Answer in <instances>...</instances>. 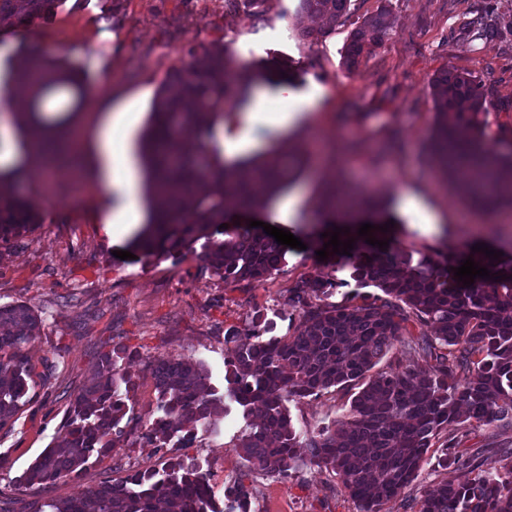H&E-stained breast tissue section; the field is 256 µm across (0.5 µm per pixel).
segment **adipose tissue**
<instances>
[{"mask_svg": "<svg viewBox=\"0 0 512 512\" xmlns=\"http://www.w3.org/2000/svg\"><path fill=\"white\" fill-rule=\"evenodd\" d=\"M134 120L131 106H124L113 112L99 138L100 187L103 199L110 203L102 224L107 235L117 238L129 232L131 220L140 213L137 171L127 148L128 131Z\"/></svg>", "mask_w": 512, "mask_h": 512, "instance_id": "ef3b65f1", "label": "adipose tissue"}]
</instances>
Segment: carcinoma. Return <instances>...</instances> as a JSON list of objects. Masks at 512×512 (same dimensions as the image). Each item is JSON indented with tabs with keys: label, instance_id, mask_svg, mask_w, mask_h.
Segmentation results:
<instances>
[{
	"label": "carcinoma",
	"instance_id": "obj_1",
	"mask_svg": "<svg viewBox=\"0 0 512 512\" xmlns=\"http://www.w3.org/2000/svg\"><path fill=\"white\" fill-rule=\"evenodd\" d=\"M60 0H0V15L27 26L48 23ZM300 12L333 25L347 15L351 0H299ZM263 0H224V8L261 15ZM386 8L367 17L344 51L347 70L379 46L391 29ZM463 29L490 45L500 32L488 15L475 16ZM175 71L156 92L151 120L141 141L151 202L149 223L135 239L149 255L173 254L205 239L203 260L224 287L259 283L286 263V251L268 235L246 226L222 229L224 211L260 212L291 184L308 157L298 152L280 166L256 158L226 165L210 148L214 122L228 107L248 103L250 87L235 79L231 59L214 45ZM15 83L39 88L31 112L53 127L63 121L41 115L54 90L66 88L82 98L85 83L66 60L29 56ZM433 121L426 152L430 160L473 204L494 209L512 203V152L502 154L481 130L486 107L482 85L470 74L448 70L431 81ZM184 129L198 131L201 152H181ZM46 166L63 153L55 142L35 148ZM260 182L264 192L253 185ZM185 197L194 204V220L181 219ZM350 209L386 215V208L361 190L328 187L321 200L325 223L336 211ZM40 223L23 200L0 183V240ZM373 237L389 241L382 251L366 243L358 228L340 236L354 240L345 265L347 278L307 276L288 289V334L271 336L273 322L254 307L244 330L228 329L224 343L230 400L250 415L238 447L256 469L287 477L310 464L332 472L359 505V512L382 506L416 485L430 449H440L438 464L454 477L416 498L417 512H512V450L500 456V470L481 473L466 443L478 429L512 430V264L492 260L464 246L467 256L489 270L466 287L438 258L408 250L375 228ZM506 275L500 280L498 276ZM356 283L341 300L339 288ZM376 288L379 293L369 292ZM434 329V335L425 328ZM0 428L7 425L28 392L33 368L18 352L40 333V320L24 304L0 306ZM409 349L427 365L417 370L396 359L388 371L375 367L394 350ZM138 351L117 343L104 352L96 369L69 401L66 434L53 442L17 483L37 493L90 459L102 461L123 440L144 439L158 448L178 438L181 447L200 425L224 414V400L211 390L205 367L176 360L154 369L157 416L142 423L130 414L135 383L126 362ZM352 393L347 413L302 434L292 423L287 403L330 388ZM455 432L448 434L449 425ZM308 449L301 456L300 449ZM10 512H226L212 498L206 475L192 462L170 461L160 472H136L122 481L104 480L83 498L55 501L43 497L13 499Z\"/></svg>",
	"mask_w": 512,
	"mask_h": 512
}]
</instances>
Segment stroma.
<instances>
[{"mask_svg": "<svg viewBox=\"0 0 512 512\" xmlns=\"http://www.w3.org/2000/svg\"><path fill=\"white\" fill-rule=\"evenodd\" d=\"M490 1L504 38L487 46L460 34L458 23ZM298 6L299 0H265L256 18L225 12L224 0H122L118 9L112 0H63L50 24H34L41 50L65 56L88 91L73 116L77 156L49 174L31 164L11 181L40 222L0 242V305H27L41 332L22 349L34 369L25 404L0 429V512H9L14 480L63 435L68 395L78 393L113 343L139 352L128 366L136 383L132 413L150 421L157 415L155 366L203 363L213 388L223 391L227 328H245L254 306L282 308L301 277L341 278L338 259L316 256L327 230L320 194L337 179L382 198L392 232L407 249L453 260L460 242L469 240L512 262V209L492 216L467 209L422 153L434 112L430 82L444 69L482 82L485 136L501 150L512 148V0H352L348 15L326 30L299 18ZM384 7L392 18L388 38L348 71L343 54L353 31ZM306 27L312 37H302ZM215 44L239 64L238 79L276 109L313 103L290 126L259 127L242 158L273 160L289 148L324 145L316 164L252 217L290 231L304 249H288L280 270L234 290L205 268L198 246L172 256L117 258L132 238L114 241L103 233L97 178L96 141L110 112L136 102L142 118L130 148L139 155L160 84L188 62L189 50ZM424 211L434 224L420 223ZM348 406V397L333 389L290 403L289 410L295 427L306 431ZM227 408L219 431L205 433L193 447L122 443L111 457L47 485L42 495L80 497L104 478L121 481L161 470L169 458L203 453L211 461L216 501H223L226 483L242 478L262 512H357L333 474L305 466L282 478L252 469L238 446L243 409L232 402Z\"/></svg>", "mask_w": 512, "mask_h": 512, "instance_id": "obj_1", "label": "stroma"}]
</instances>
